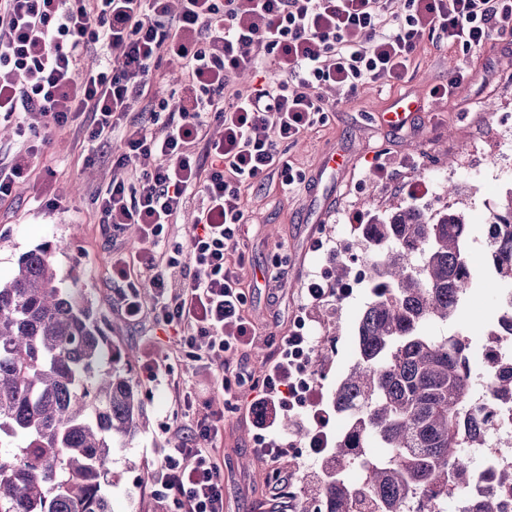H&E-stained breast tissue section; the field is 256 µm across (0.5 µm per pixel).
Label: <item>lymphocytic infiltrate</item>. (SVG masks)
<instances>
[{
	"mask_svg": "<svg viewBox=\"0 0 512 512\" xmlns=\"http://www.w3.org/2000/svg\"><path fill=\"white\" fill-rule=\"evenodd\" d=\"M427 32L482 49L512 35V0H181L176 13L170 0H0V113L35 109L56 127L79 115L85 140L119 136L112 165L124 174L95 202L100 223L138 234L136 249L112 257V277L125 285L120 305L138 320L149 286L148 308L159 329L176 333V355L206 365L225 353L224 406L253 415L254 449L280 494L288 486L280 459L301 445L324 452L332 414L309 370L315 344L305 316L274 339L263 378L244 359L260 337L241 277L244 193L273 176L285 190L305 184L280 146L324 120L320 89L402 78ZM92 44L123 54L81 71ZM172 59L186 76L181 94L153 98L150 73ZM243 72L264 80L236 87ZM194 197L201 204L187 244H169L168 224ZM312 249L325 264L308 274L303 305H336L350 295L331 281L336 245L318 238ZM177 266L186 274L175 288L167 271ZM281 416L297 418L299 430L277 431ZM217 434L206 414L192 439L165 449L154 485L172 512H224Z\"/></svg>",
	"mask_w": 512,
	"mask_h": 512,
	"instance_id": "1",
	"label": "lymphocytic infiltrate"
}]
</instances>
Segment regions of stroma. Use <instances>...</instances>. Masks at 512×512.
Wrapping results in <instances>:
<instances>
[{"label": "stroma", "instance_id": "stroma-1", "mask_svg": "<svg viewBox=\"0 0 512 512\" xmlns=\"http://www.w3.org/2000/svg\"><path fill=\"white\" fill-rule=\"evenodd\" d=\"M460 60L472 70L471 83L451 99L428 97L429 87L447 82L453 63ZM324 94L336 101L325 120L282 147L293 167L305 172L307 185L288 194L275 179L255 185L244 196L247 222L242 232L247 314L263 336L247 353L257 376L271 353L266 339L287 331L298 312L299 290L320 263L311 249L314 238H330L351 255L350 275L357 283L350 297L336 308L309 311L319 324L317 349L326 355L318 373L332 392L353 360L356 323L372 298L367 281L360 278L373 260L361 242V224L397 200L433 212L462 210L472 223L471 251L480 254L487 198L512 189V168L495 162L498 145L512 143V36L467 53L427 34L404 78L372 82L354 92L328 88ZM402 97L424 100L427 106L397 130L386 123L385 112ZM31 145L37 151L30 177L17 182L11 197L0 202V278L12 276L23 254L46 247L68 287L79 289L91 303L113 357L130 360L142 401L137 434L112 452V482L106 487L112 512H169L151 486L161 450L170 440L161 426L188 431L179 390L205 378L189 360L176 357L174 337L158 330L152 312L132 324L117 304L112 254L132 249L137 236L100 223L93 204L113 176L111 153L95 145L80 148L76 128L58 129L37 115L0 120V159L10 160ZM334 150L345 151L348 165L331 177L321 167ZM376 157L388 166L387 183L369 180L368 167ZM417 181L425 182L428 191L415 198L408 188ZM451 183L458 188L453 196L446 193ZM277 252L288 257L281 276L271 265ZM503 311L493 282L480 280L447 324H430L425 331L481 344ZM165 364L171 368L167 383L149 384L147 369ZM223 404L215 390L198 399L196 410L222 414L215 454L224 478V512H288L287 500L274 496L264 483L266 463L252 452L251 416L223 411Z\"/></svg>", "mask_w": 512, "mask_h": 512}]
</instances>
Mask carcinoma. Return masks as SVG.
<instances>
[{"mask_svg":"<svg viewBox=\"0 0 512 512\" xmlns=\"http://www.w3.org/2000/svg\"><path fill=\"white\" fill-rule=\"evenodd\" d=\"M498 250L474 258L461 212L398 203L362 225L376 259L373 298L357 326L355 360L332 406L336 438L320 499L304 512H435L448 487L474 478L466 448L485 435L461 336H428L473 288L474 265L512 286V190L495 207ZM106 336L75 300L51 251L24 254L0 280V512H112V452L139 423L128 365L103 366ZM385 449L373 455V445ZM362 465L353 484L343 472Z\"/></svg>","mask_w":512,"mask_h":512,"instance_id":"carcinoma-1","label":"carcinoma"}]
</instances>
